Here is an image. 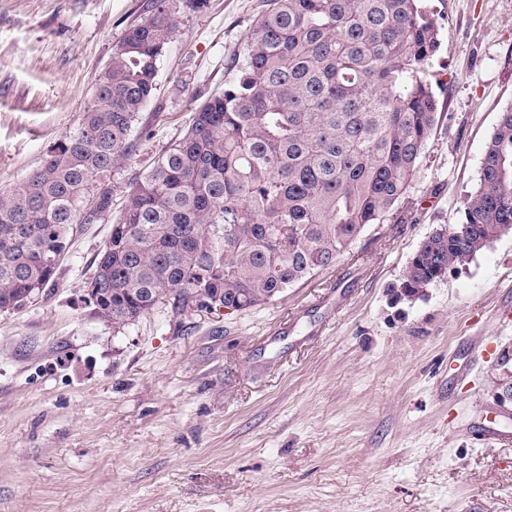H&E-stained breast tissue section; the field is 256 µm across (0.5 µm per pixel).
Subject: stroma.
Masks as SVG:
<instances>
[{
	"mask_svg": "<svg viewBox=\"0 0 512 512\" xmlns=\"http://www.w3.org/2000/svg\"><path fill=\"white\" fill-rule=\"evenodd\" d=\"M262 0H176L158 89L55 279L0 313V512H512V233L394 300L461 218L512 105V0H425L439 98L402 223L228 313L166 301L124 327L85 283L128 187L223 93ZM151 0H0V191L73 132Z\"/></svg>",
	"mask_w": 512,
	"mask_h": 512,
	"instance_id": "1",
	"label": "stroma"
}]
</instances>
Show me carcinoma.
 Returning a JSON list of instances; mask_svg holds the SVG:
<instances>
[{
  "label": "carcinoma",
  "instance_id": "obj_1",
  "mask_svg": "<svg viewBox=\"0 0 512 512\" xmlns=\"http://www.w3.org/2000/svg\"><path fill=\"white\" fill-rule=\"evenodd\" d=\"M152 0L98 75L77 129L0 192V312L54 281L76 224L112 209L101 182L130 147L176 29ZM439 48L422 0H263L235 77L126 195L89 287L118 327L171 299L240 311L330 267L409 201L438 111ZM512 232V106L461 222L418 246L394 296L418 297Z\"/></svg>",
  "mask_w": 512,
  "mask_h": 512
}]
</instances>
